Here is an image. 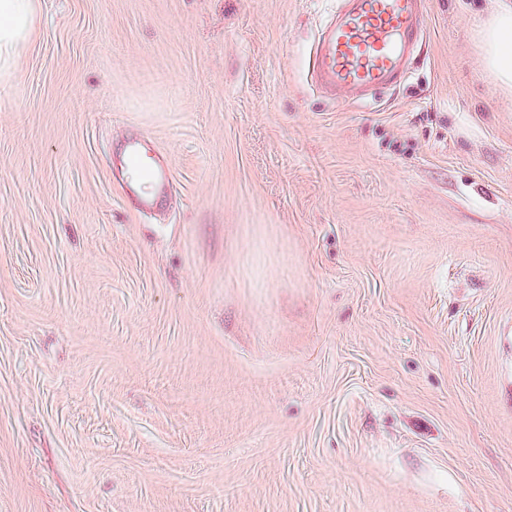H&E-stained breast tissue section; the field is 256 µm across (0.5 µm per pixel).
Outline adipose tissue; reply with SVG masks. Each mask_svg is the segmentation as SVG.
Wrapping results in <instances>:
<instances>
[{
  "instance_id": "1",
  "label": "adipose tissue",
  "mask_w": 512,
  "mask_h": 512,
  "mask_svg": "<svg viewBox=\"0 0 512 512\" xmlns=\"http://www.w3.org/2000/svg\"><path fill=\"white\" fill-rule=\"evenodd\" d=\"M40 0H0V81L16 77L37 30ZM483 74L512 90V0H496L477 29Z\"/></svg>"
}]
</instances>
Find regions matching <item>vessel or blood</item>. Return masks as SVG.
Masks as SVG:
<instances>
[{
	"label": "vessel or blood",
	"mask_w": 512,
	"mask_h": 512,
	"mask_svg": "<svg viewBox=\"0 0 512 512\" xmlns=\"http://www.w3.org/2000/svg\"><path fill=\"white\" fill-rule=\"evenodd\" d=\"M346 9L323 30L312 59L313 79L329 96L366 93L393 85L420 39L427 0H346ZM151 192L137 181L126 190L140 210L156 208L170 189L164 167L149 170Z\"/></svg>",
	"instance_id": "1"
}]
</instances>
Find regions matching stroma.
Segmentation results:
<instances>
[{
  "label": "stroma",
  "mask_w": 512,
  "mask_h": 512,
  "mask_svg": "<svg viewBox=\"0 0 512 512\" xmlns=\"http://www.w3.org/2000/svg\"><path fill=\"white\" fill-rule=\"evenodd\" d=\"M342 5L41 0L0 85V512H512L491 0H430L361 102L309 74ZM147 172L152 184L151 192H142L136 180L130 179L126 183L127 193L136 198L138 208L142 211H150L156 208L158 200L165 197L170 189L168 172L163 166H158L155 169L147 167Z\"/></svg>",
  "instance_id": "stroma-1"
}]
</instances>
